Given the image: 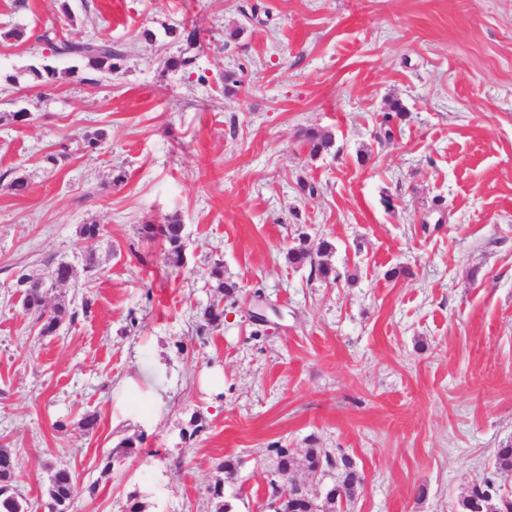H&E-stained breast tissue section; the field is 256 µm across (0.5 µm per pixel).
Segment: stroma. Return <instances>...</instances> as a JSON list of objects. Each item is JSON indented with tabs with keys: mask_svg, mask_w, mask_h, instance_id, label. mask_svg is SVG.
I'll return each instance as SVG.
<instances>
[{
	"mask_svg": "<svg viewBox=\"0 0 512 512\" xmlns=\"http://www.w3.org/2000/svg\"><path fill=\"white\" fill-rule=\"evenodd\" d=\"M12 27L26 36L0 41V446L33 512L58 467L76 477L71 512H211L219 480L233 512H270L274 444L349 456L364 478L350 512H458L512 439V0H0ZM47 28L111 39L123 74L49 58ZM44 61L49 83L29 73ZM395 99L408 115L376 143ZM306 128L334 132L337 154L310 157ZM99 129L107 143L85 151ZM174 215L182 274L141 232ZM302 233L334 245L336 279L288 264ZM217 263L235 306L206 283ZM400 265L411 276L388 277ZM21 272L48 305L89 313L40 335ZM260 300L281 317L253 320ZM213 304L223 325L198 332Z\"/></svg>",
	"mask_w": 512,
	"mask_h": 512,
	"instance_id": "stroma-1",
	"label": "stroma"
}]
</instances>
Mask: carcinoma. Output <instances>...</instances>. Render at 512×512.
I'll return each mask as SVG.
<instances>
[{"label": "carcinoma", "instance_id": "carcinoma-1", "mask_svg": "<svg viewBox=\"0 0 512 512\" xmlns=\"http://www.w3.org/2000/svg\"><path fill=\"white\" fill-rule=\"evenodd\" d=\"M39 40L46 43L51 55L59 58H78L88 62L97 72L119 76L124 68L125 54L112 41L107 39H84L81 37H60L53 29L45 30ZM407 117L405 106L398 100L389 104V109L381 117L383 136L389 140L393 137V124L396 120ZM303 142L309 150V156L315 158L327 154L335 147V137L329 131L307 129L303 133ZM185 225L177 216L166 219L163 224H145L142 232L153 237L160 235L167 243L163 261L174 270L185 266ZM334 246L331 242L320 240L317 251L307 247V236L300 237L297 246L287 251L288 263L295 267L305 264L312 272L325 279L333 273L331 265L323 257L331 254ZM208 278L211 287L217 289L231 302H236L238 286L224 279V270L220 264H215ZM17 287L23 294V305L27 312L35 316L40 323V334L53 335L64 322L72 323L78 313L90 311V301H84L82 311L78 312L59 303L48 307L45 302L43 281L22 274L17 278ZM200 329H215L224 322V310L215 306L205 308L201 313ZM278 459L279 468L290 474L297 463V456H302L306 468L311 473L324 471V468H334L338 471L337 481L326 488L324 497H303L298 494H288V512H340L342 504L351 503L363 483V476L354 462L346 457L335 458L325 448H305L300 454H294L290 449L276 447L272 449ZM17 463L13 455L0 449V512H30L28 501L17 493L14 482ZM512 477V441L500 444L494 457L492 475L483 482L473 485L459 502V512H512V499L500 494L501 486L498 479ZM73 493V479L66 468L53 471L47 489L50 505L48 512H66L68 502ZM212 512H231L228 503L224 501V485L216 483L209 487Z\"/></svg>", "mask_w": 512, "mask_h": 512}]
</instances>
